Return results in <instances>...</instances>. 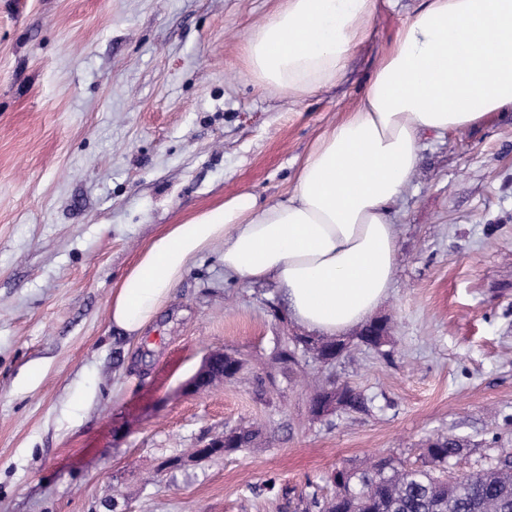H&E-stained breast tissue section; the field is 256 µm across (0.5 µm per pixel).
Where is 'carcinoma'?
<instances>
[{
    "label": "carcinoma",
    "instance_id": "cac0c4a2",
    "mask_svg": "<svg viewBox=\"0 0 512 512\" xmlns=\"http://www.w3.org/2000/svg\"><path fill=\"white\" fill-rule=\"evenodd\" d=\"M245 369L243 359L224 353V378L236 379ZM342 407L363 412L371 398L347 384ZM224 433L236 438L237 448L253 444L261 430L241 420ZM462 453L453 439L427 442L422 463L409 466L402 459L380 457L363 469L349 468L334 477V491L326 497L313 490L298 498L295 512H512V455L499 456L488 466L448 477V464Z\"/></svg>",
    "mask_w": 512,
    "mask_h": 512
}]
</instances>
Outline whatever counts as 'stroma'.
Listing matches in <instances>:
<instances>
[{
  "label": "stroma",
  "instance_id": "35a3bbf8",
  "mask_svg": "<svg viewBox=\"0 0 512 512\" xmlns=\"http://www.w3.org/2000/svg\"><path fill=\"white\" fill-rule=\"evenodd\" d=\"M278 4L0 0V512H290L282 489L331 494L333 471L379 455L418 464L432 437L462 445L452 476L512 452V112L423 136L382 347L348 333L338 361L301 353L260 387L306 330L273 283L226 278L218 244L142 338L113 325V289L166 225L243 191L287 197L418 0H380L345 79L299 100L246 72ZM219 348L244 373L192 389ZM332 382L368 411L314 417L312 384ZM243 417L254 445L172 466Z\"/></svg>",
  "mask_w": 512,
  "mask_h": 512
}]
</instances>
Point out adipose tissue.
Instances as JSON below:
<instances>
[{"label": "adipose tissue", "mask_w": 512, "mask_h": 512, "mask_svg": "<svg viewBox=\"0 0 512 512\" xmlns=\"http://www.w3.org/2000/svg\"><path fill=\"white\" fill-rule=\"evenodd\" d=\"M377 0H283L247 39L248 74L299 99L343 81ZM512 109V0H421L358 107L317 139L287 199L241 192L167 225L112 292L110 315L141 336L184 271L214 244L224 273L273 281L295 322L323 336L364 324L388 297L398 258L391 207L427 133L463 131Z\"/></svg>", "instance_id": "1"}]
</instances>
